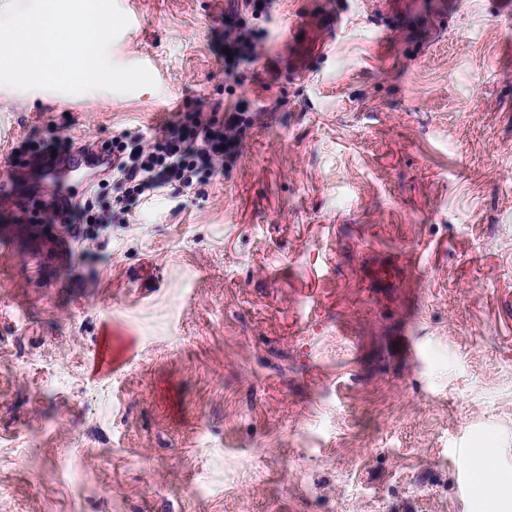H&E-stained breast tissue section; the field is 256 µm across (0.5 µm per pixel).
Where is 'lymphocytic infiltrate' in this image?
I'll use <instances>...</instances> for the list:
<instances>
[{
  "label": "lymphocytic infiltrate",
  "instance_id": "f902f5d3",
  "mask_svg": "<svg viewBox=\"0 0 512 512\" xmlns=\"http://www.w3.org/2000/svg\"><path fill=\"white\" fill-rule=\"evenodd\" d=\"M254 123V113L242 107L221 115L194 109L181 113L154 142L140 131H122L101 147L107 160L99 169L98 185L117 187L113 200L99 206L79 202L65 212L45 205L40 209V220L60 225L62 235L75 240L82 239L92 226L109 220L124 223L133 201L160 189L179 196L226 171Z\"/></svg>",
  "mask_w": 512,
  "mask_h": 512
}]
</instances>
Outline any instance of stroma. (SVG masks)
<instances>
[{"instance_id": "stroma-1", "label": "stroma", "mask_w": 512, "mask_h": 512, "mask_svg": "<svg viewBox=\"0 0 512 512\" xmlns=\"http://www.w3.org/2000/svg\"><path fill=\"white\" fill-rule=\"evenodd\" d=\"M383 2L117 0L155 87H0L7 156L259 115L60 262L0 201V512H512V14ZM234 19L264 52L229 78Z\"/></svg>"}]
</instances>
